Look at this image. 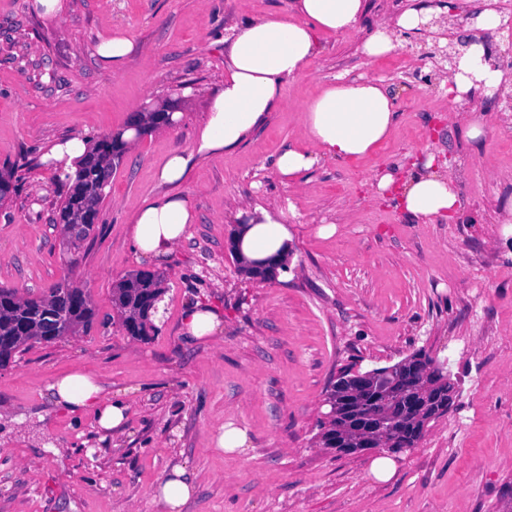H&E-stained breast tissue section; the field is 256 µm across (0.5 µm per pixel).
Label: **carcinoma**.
<instances>
[{
    "instance_id": "1",
    "label": "carcinoma",
    "mask_w": 512,
    "mask_h": 512,
    "mask_svg": "<svg viewBox=\"0 0 512 512\" xmlns=\"http://www.w3.org/2000/svg\"><path fill=\"white\" fill-rule=\"evenodd\" d=\"M124 152L118 135H105L95 143L79 165L74 183L62 199L58 219L66 228L74 216L82 218L86 235L98 223L104 198L102 182L109 179ZM161 295L159 275L141 271L121 280L112 289V303L120 325L127 335L148 340L156 326L151 320ZM96 316V306L84 289L69 280L56 283L45 293L20 297L9 288H0V366H7L21 352L37 344L88 328ZM416 368L414 382H409L402 363L373 369L383 374V382L358 381L345 372L327 391L324 400L335 412L329 423H320L323 447L350 455L362 447L356 440L371 430L383 410H390L394 424L375 447L393 454L403 448H415L423 439L428 423L448 413V397L431 400L419 392L417 383L438 378L448 370L447 363L423 350L408 357Z\"/></svg>"
}]
</instances>
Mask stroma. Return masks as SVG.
<instances>
[{
    "mask_svg": "<svg viewBox=\"0 0 512 512\" xmlns=\"http://www.w3.org/2000/svg\"><path fill=\"white\" fill-rule=\"evenodd\" d=\"M31 0H0V288L38 294L68 278L98 319L0 367V512H161L151 492L172 467L196 491L182 512H512V116L490 111V132L469 140L440 88L424 41L370 63L359 51L406 0H369L355 31L327 36L285 104L243 147L203 160L185 187L197 222L163 268V313L150 340L113 317L112 289L142 270L129 221L160 192L155 172L191 145L224 80L226 27L284 14L291 0H63L44 18ZM141 43L119 73L93 46L112 25ZM382 80L397 127L374 156L324 160L304 188L282 182L274 156L304 141L300 109L333 76ZM176 100L175 130L125 150L105 189L98 225L67 251L55 222L66 189L41 162L47 145L126 126L147 101ZM436 152L457 178L456 222L417 224L371 200L373 170ZM295 207V262L261 280L230 249L238 209ZM335 225L320 235L322 225ZM208 299L224 318L211 341L186 342L188 307ZM447 358L455 398L381 482L374 453L340 455L317 434L341 370L393 365L418 350ZM97 375L129 405L118 430L90 412L54 409L46 387L71 371ZM246 429V454L216 447L226 420Z\"/></svg>",
    "mask_w": 512,
    "mask_h": 512,
    "instance_id": "1",
    "label": "stroma"
}]
</instances>
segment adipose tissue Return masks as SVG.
Wrapping results in <instances>:
<instances>
[{
  "label": "adipose tissue",
  "instance_id": "adipose-tissue-1",
  "mask_svg": "<svg viewBox=\"0 0 512 512\" xmlns=\"http://www.w3.org/2000/svg\"><path fill=\"white\" fill-rule=\"evenodd\" d=\"M495 2L477 0L475 13L464 20L471 33L468 49L444 65L442 86L452 105L461 107L466 134L472 139L486 136L489 122L468 108V101L493 93L512 79L484 59L481 34L501 23ZM366 9L367 0H293L286 14L249 18L225 29L224 83L214 92L191 146L170 155L158 168L156 180L162 193L145 199L133 216L130 239L137 256L167 260L189 238L196 214L180 187L196 164L246 144L270 114L283 107L285 85L318 56L321 36L352 32ZM456 24L446 0H408L396 18L379 24L363 43L362 52L372 60L381 58L399 49L404 37L424 31L429 34L428 45L446 48L458 41ZM137 50L134 36L120 27L94 47L100 64L115 72ZM396 121L394 99L381 80L334 77L301 109L308 147H285L274 157L273 170L281 180L304 187L306 173L321 160L354 162L376 153ZM92 146V138L86 135L64 138L43 153L42 161L63 180L75 176L79 160ZM369 192L373 199L388 202L419 224L450 221L459 212L455 176L437 171L430 160L412 167L403 178L388 167L375 170L369 178ZM237 217L238 254L245 262L271 257L284 264L293 261L285 211L274 213L258 205L239 211ZM222 322L219 310L198 302L186 311L182 333L193 342L212 340L221 332ZM47 390L57 409L94 412L103 429L118 428L127 418L128 406L121 394H106L95 376L74 372L51 382ZM194 490L187 469L176 466L153 498L165 512H181Z\"/></svg>",
  "mask_w": 512,
  "mask_h": 512
}]
</instances>
